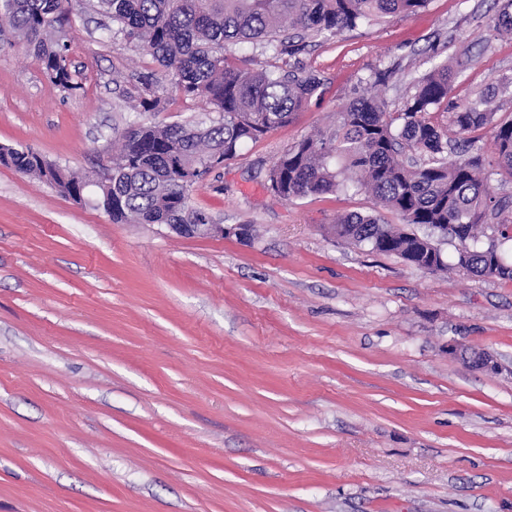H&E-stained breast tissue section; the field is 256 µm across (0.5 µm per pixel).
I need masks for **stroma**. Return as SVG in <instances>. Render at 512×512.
I'll return each mask as SVG.
<instances>
[{
  "mask_svg": "<svg viewBox=\"0 0 512 512\" xmlns=\"http://www.w3.org/2000/svg\"><path fill=\"white\" fill-rule=\"evenodd\" d=\"M505 4L429 0L291 57L230 48L239 66L316 71L326 91L194 186L190 207L224 236L115 224L0 165V512H512V280L336 238L345 214L400 224L369 194L287 201L267 185L378 71L396 112L414 77L463 61L450 101L495 87L511 119L512 37L492 27ZM105 22L76 5L71 93L0 47V146L90 173L131 124L215 120L179 97L133 111L157 65Z\"/></svg>",
  "mask_w": 512,
  "mask_h": 512,
  "instance_id": "stroma-1",
  "label": "stroma"
}]
</instances>
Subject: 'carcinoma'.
<instances>
[{
	"label": "carcinoma",
	"instance_id": "1",
	"mask_svg": "<svg viewBox=\"0 0 512 512\" xmlns=\"http://www.w3.org/2000/svg\"><path fill=\"white\" fill-rule=\"evenodd\" d=\"M428 0H96L115 32L143 48L172 75L174 92L197 101L219 120L209 124L138 123L130 126L112 155L109 217L121 224H201L204 214L189 206L192 184L177 177L173 157L201 177L212 158L230 160L247 141H256L290 122L295 112L324 93V82L303 68L238 67L224 55L226 46L251 42L262 48L283 45L292 29L331 37L363 20L405 16ZM72 0H0L8 38L33 54L49 80L64 92L80 88L68 51ZM497 32L512 33V3L493 19ZM457 74L446 63L418 80L398 112L380 95L364 96L339 111L336 128L311 135L290 147L269 170V189L285 200L334 192L352 183L409 226L439 231L456 224L455 239L467 254L452 268L475 277L490 274L486 251L512 240V197L494 195L493 173L512 177V119L499 121L489 90L453 106L450 126L431 121V110L448 101ZM133 109L161 112L170 97L155 74L139 76ZM466 134L491 130L494 163L486 168L478 152L448 160V128ZM0 164L47 183L72 197L83 190L69 167L43 161L29 148H0ZM345 241L394 254L423 270L447 268L431 238L387 224L376 215L347 214L332 225ZM498 234L492 241V234Z\"/></svg>",
	"mask_w": 512,
	"mask_h": 512
}]
</instances>
